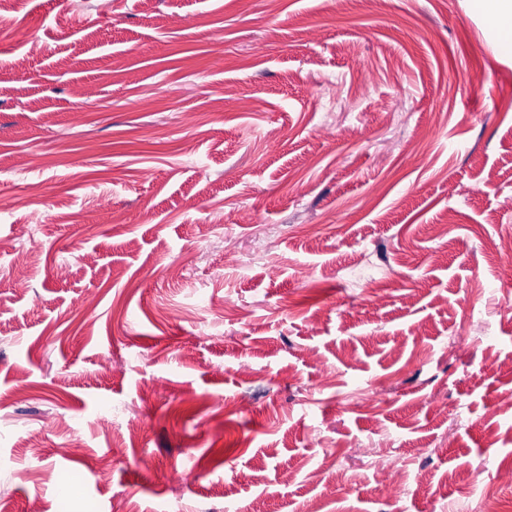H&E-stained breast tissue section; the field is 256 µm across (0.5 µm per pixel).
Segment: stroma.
Masks as SVG:
<instances>
[{"label":"stroma","mask_w":512,"mask_h":512,"mask_svg":"<svg viewBox=\"0 0 512 512\" xmlns=\"http://www.w3.org/2000/svg\"><path fill=\"white\" fill-rule=\"evenodd\" d=\"M509 239L512 57L472 0H17L0 499L497 512Z\"/></svg>","instance_id":"35a3bbf8"}]
</instances>
